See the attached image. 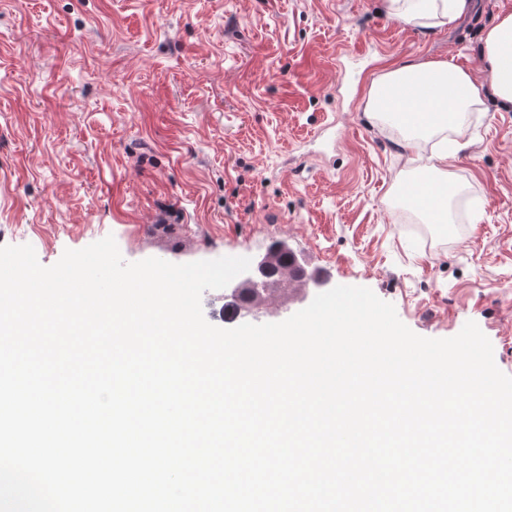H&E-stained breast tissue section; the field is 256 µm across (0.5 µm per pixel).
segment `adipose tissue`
Masks as SVG:
<instances>
[{
  "instance_id": "obj_1",
  "label": "adipose tissue",
  "mask_w": 512,
  "mask_h": 512,
  "mask_svg": "<svg viewBox=\"0 0 512 512\" xmlns=\"http://www.w3.org/2000/svg\"><path fill=\"white\" fill-rule=\"evenodd\" d=\"M387 12L421 29L448 26L471 7V0H385ZM485 77L475 80L450 60L410 63L391 69L371 82L366 115L373 124H389L408 137L455 135L469 112L480 104L484 90H492L503 103L512 105V12L499 16L484 36ZM403 88L402 96L386 100L385 89ZM448 154L439 153L426 167L421 181L427 190L410 198L413 209L434 224L454 221L451 202L460 188L447 170Z\"/></svg>"
}]
</instances>
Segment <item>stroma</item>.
<instances>
[{
	"instance_id": "1",
	"label": "stroma",
	"mask_w": 512,
	"mask_h": 512,
	"mask_svg": "<svg viewBox=\"0 0 512 512\" xmlns=\"http://www.w3.org/2000/svg\"><path fill=\"white\" fill-rule=\"evenodd\" d=\"M505 12L471 0L422 30L384 0H0V246L50 266L109 235L128 262L284 241L420 336L475 322L512 375V110L487 95L464 125L449 236L396 196L440 138L365 115L371 79L407 63L482 79Z\"/></svg>"
}]
</instances>
